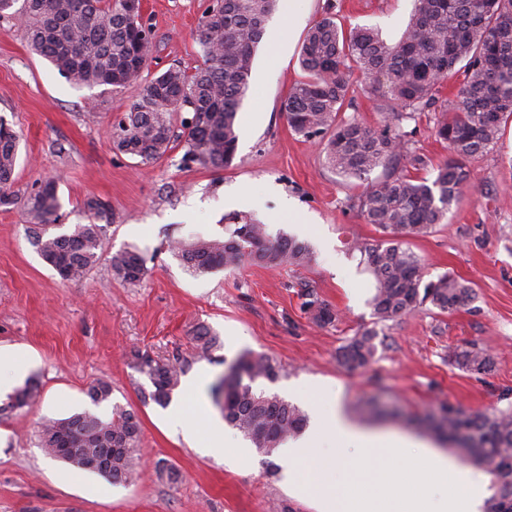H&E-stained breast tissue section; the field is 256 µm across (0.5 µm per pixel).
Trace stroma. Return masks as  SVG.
I'll return each instance as SVG.
<instances>
[{"label":"stroma","instance_id":"obj_1","mask_svg":"<svg viewBox=\"0 0 512 512\" xmlns=\"http://www.w3.org/2000/svg\"><path fill=\"white\" fill-rule=\"evenodd\" d=\"M206 0H143V16L156 42L145 77L172 65L201 64L194 40ZM303 23L291 26L280 45L263 39L249 89L238 113V147L231 166L214 170L185 163L183 140L150 166L114 150L112 123L128 112L140 88H77L45 59L32 53L25 31L0 19V116L20 136V155L9 189L12 205L0 206V347L18 352V375L0 390V403L26 381L40 396L28 407L0 417V512H318L310 493L311 468L295 463L296 482H281L279 455L252 451L241 461L234 448L243 435L225 427L224 445L208 449L210 431L192 407L195 397L177 388L196 431V445L168 433L166 408L143 403L148 380L133 365L141 348L167 359L191 358L189 375L208 373L210 386L228 365L253 351L277 360L280 379L270 392L304 413L335 408L367 432L397 434L412 445L448 457L488 498L489 476L441 446L421 423L439 402L473 411L496 405L512 391V121L492 149L468 165L480 194L464 192L444 223L431 233L406 237L427 278L442 274L466 280L474 290L453 313L427 306L394 320L378 321L370 298L371 276L349 248L352 239H381L352 202L364 182L331 171L311 140L288 125L281 104L303 72L304 34L326 9L344 28L379 29L395 42L408 22L411 0H300ZM58 182L59 218L51 231L71 233L85 223L83 204L97 198L112 209L97 264L81 280L65 281L38 255L26 236V200L42 181ZM235 192L236 206L224 195ZM248 215L270 235L306 222L313 260L265 267L245 263L206 273L188 271L174 255L178 239H220L231 217ZM138 248L149 258L145 281L131 287L111 270L113 253ZM315 289L339 315L320 327L300 308L298 291ZM216 334L211 359H195L197 327ZM377 328L374 361L346 370L338 351L363 328ZM476 343L493 357L478 373L448 359L454 348ZM110 383V401L96 405L88 386ZM209 388L200 396L221 418ZM134 411L141 422L142 469L138 478L114 485L99 473L69 481L72 465L39 446V428L50 419L113 407ZM179 471L178 482L158 479V459Z\"/></svg>","mask_w":512,"mask_h":512}]
</instances>
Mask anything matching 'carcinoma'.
Segmentation results:
<instances>
[{
  "label": "carcinoma",
  "mask_w": 512,
  "mask_h": 512,
  "mask_svg": "<svg viewBox=\"0 0 512 512\" xmlns=\"http://www.w3.org/2000/svg\"><path fill=\"white\" fill-rule=\"evenodd\" d=\"M277 0H209L199 18L195 40L203 64L189 72L170 66L143 82L144 68L155 50L154 34L143 20L131 19L124 0H0V18L23 25L30 48L48 60L69 83L78 87L109 86L120 92L142 84L138 98L112 128V145L120 153L149 165L161 159L175 141L174 115L182 120L187 163L222 170L237 151V115L249 87L254 53ZM299 64L304 73L282 104L289 127L306 138L320 139L329 168L346 178L368 184L354 207L365 223L384 234L377 243L356 241L361 264L373 277L371 304L381 321L393 320L430 304L442 312L466 305L473 288L448 274L425 279L419 259L401 237L425 235L442 223L452 204L472 184L469 159L496 145L512 119V0H414L412 14L399 39L387 43L371 27L344 29L336 14L326 10L306 32ZM376 93L386 103L378 127L354 118L342 119L345 104L354 101L350 80ZM460 79L457 99H442L444 83ZM433 113L436 135L448 143V160L433 169V177L410 174L429 165L408 147L403 123ZM19 136L0 117V205L12 202L5 192L14 181ZM381 174L369 176L375 170ZM60 207L55 181L42 182L27 199L35 222L28 237L42 260L61 279H83L100 258L108 207L99 200L85 203L86 224L70 234L50 232ZM227 237L195 238L174 246L184 265L196 272L217 267L233 269L244 262L276 266L312 261L308 245L280 234L270 238L266 225L247 217L225 226ZM148 257L137 249L111 257L113 274L128 285L145 279ZM302 311L315 324L334 323L337 313L307 286L300 288ZM378 332L364 328L339 351L350 370L367 367L377 352ZM196 358H208L218 337L202 327L195 333ZM455 361L486 372L492 356L475 347L453 351ZM138 371L150 389L143 401L167 405L192 361L176 355L167 362L148 351L134 350ZM281 365L263 353L246 352L214 388L223 401L224 420L269 456L284 440L302 431L305 414L276 394L253 387L276 382ZM112 387L92 384L87 396L98 405L110 398ZM38 395L33 381L15 391L0 413L28 405ZM505 407L473 412L443 401L432 431L451 441L472 463L491 476L492 495L486 512H508L512 504V401ZM45 452L80 469H92L100 448L112 449L109 481L134 477L142 458L141 425L130 410L117 409L104 420L90 412L48 420L39 431Z\"/></svg>",
  "instance_id": "obj_1"
}]
</instances>
